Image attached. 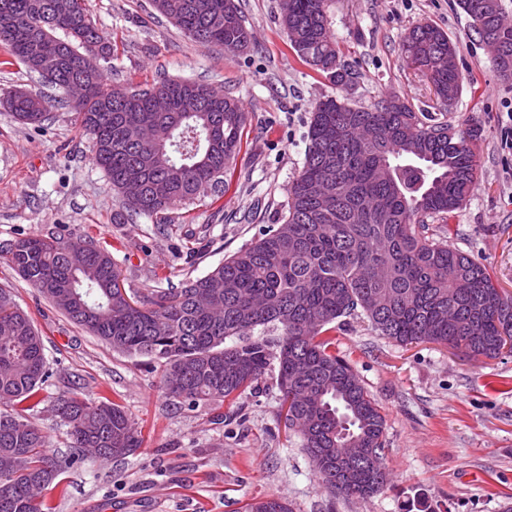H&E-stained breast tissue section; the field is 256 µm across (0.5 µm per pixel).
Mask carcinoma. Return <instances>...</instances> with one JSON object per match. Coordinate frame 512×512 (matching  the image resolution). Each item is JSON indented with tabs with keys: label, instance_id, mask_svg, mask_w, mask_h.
Instances as JSON below:
<instances>
[{
	"label": "carcinoma",
	"instance_id": "cac0c4a2",
	"mask_svg": "<svg viewBox=\"0 0 512 512\" xmlns=\"http://www.w3.org/2000/svg\"><path fill=\"white\" fill-rule=\"evenodd\" d=\"M0 0V48L36 69L3 23L39 25L57 54L58 89L83 83L66 101L94 141L96 164L125 208L157 217L201 197H216L224 170L240 152L248 121L240 101L206 83L159 81L149 88L109 87L112 45L89 62L97 28L87 0ZM158 15L203 46L232 54L250 45L235 0H151ZM332 0H282L281 24L302 62L339 85L354 76L330 31ZM493 39L496 70L512 66V28L477 30ZM402 49L409 65L434 61L455 46L440 28L418 24ZM440 100L462 92L457 62L422 74ZM14 118L39 126L46 96L7 91ZM474 129L414 111L398 95L372 109L329 97L315 106L302 168L288 190L279 224L205 276L140 297L125 288L112 256L88 236H32L0 243V254L31 287L75 324L113 349L162 367L166 396L179 405L239 407L271 366L285 426L301 440L330 495L366 498L388 482L386 420L348 360L336 354L330 324L363 316L400 345L437 343L479 361L502 354L512 336V296L486 266L429 235L469 197L480 160ZM52 372L32 319L0 289V512H45L42 491L86 460L122 462L141 441L124 408L90 401L77 389L52 403L68 427L70 451L49 450V437L25 412L44 401ZM245 512H292L276 496Z\"/></svg>",
	"mask_w": 512,
	"mask_h": 512
}]
</instances>
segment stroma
<instances>
[{"label": "stroma", "instance_id": "stroma-1", "mask_svg": "<svg viewBox=\"0 0 512 512\" xmlns=\"http://www.w3.org/2000/svg\"><path fill=\"white\" fill-rule=\"evenodd\" d=\"M236 3L253 35L242 55L194 42L150 0H88L97 29L116 47L112 84L195 79L240 100L249 120L223 195L174 208L172 230L159 234L155 219L123 209L68 107H51L39 127L0 107V242L90 236L118 263L125 287L143 293L204 276L280 222L319 101L370 108L397 93L415 111L478 130V179L434 227L512 295V80L499 75L458 0H334L332 35L359 74L349 91L296 56L280 0ZM422 23L441 27L457 50L463 89L452 105L437 100L401 54L405 34ZM0 287L43 338L53 376L46 402L29 417L48 434L51 452H64L67 428L49 397L67 388L119 403L141 432V447L124 464L84 463L62 474L61 490L45 493L50 512H243L268 495L287 499L293 512H501L512 500V353L475 362L434 343L397 345L364 318L338 322L337 353L386 417L390 482L365 499H335L284 428L275 373L248 392L237 414L180 408L162 390L157 363L113 351L2 258Z\"/></svg>", "mask_w": 512, "mask_h": 512}]
</instances>
